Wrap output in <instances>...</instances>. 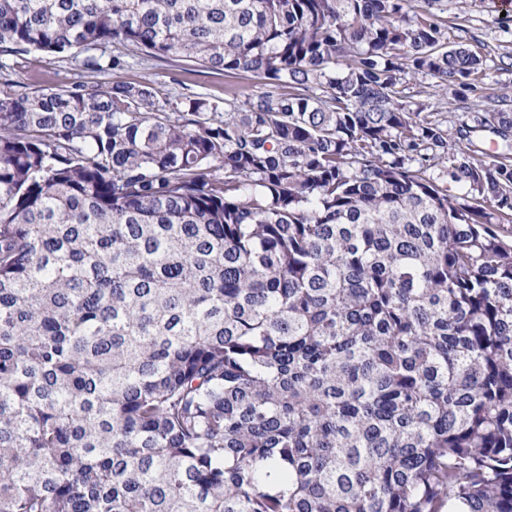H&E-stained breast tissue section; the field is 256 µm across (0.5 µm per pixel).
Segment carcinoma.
Segmentation results:
<instances>
[{"instance_id":"cac0c4a2","label":"carcinoma","mask_w":512,"mask_h":512,"mask_svg":"<svg viewBox=\"0 0 512 512\" xmlns=\"http://www.w3.org/2000/svg\"><path fill=\"white\" fill-rule=\"evenodd\" d=\"M445 12L0 0V54L260 85L0 87V512H512V99ZM404 81V85L408 88L406 92L412 96L411 100L429 104V110L434 109L437 111L433 112H441L442 118L445 120V126L452 127L458 124L463 113L462 104L456 101L451 92L448 93L447 97L433 95L432 88L429 87L430 78L422 75L409 74L405 76Z\"/></svg>"}]
</instances>
